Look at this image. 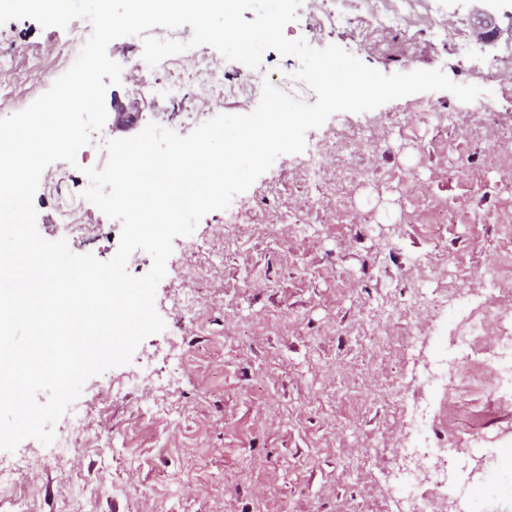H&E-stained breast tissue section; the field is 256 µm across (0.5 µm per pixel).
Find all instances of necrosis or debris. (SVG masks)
I'll return each mask as SVG.
<instances>
[{
    "mask_svg": "<svg viewBox=\"0 0 512 512\" xmlns=\"http://www.w3.org/2000/svg\"><path fill=\"white\" fill-rule=\"evenodd\" d=\"M310 15L325 14L336 26L359 25L372 20L379 29L406 25L407 29L430 30L448 44L467 49L464 31L419 11L420 0H302ZM491 304L471 311L450 336L454 358L439 360V370L430 383L444 382L445 399L437 415L415 407L411 414L420 427L418 437L402 445L401 455H425L431 450L427 437L433 423L470 432L490 412L512 409V311H501L495 299L512 302V283L490 276Z\"/></svg>",
    "mask_w": 512,
    "mask_h": 512,
    "instance_id": "necrosis-or-debris-1",
    "label": "necrosis or debris"
}]
</instances>
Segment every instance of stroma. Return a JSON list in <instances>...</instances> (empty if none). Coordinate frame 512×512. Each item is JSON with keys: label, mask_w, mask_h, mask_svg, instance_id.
I'll list each match as a JSON object with an SVG mask.
<instances>
[{"label": "stroma", "mask_w": 512, "mask_h": 512, "mask_svg": "<svg viewBox=\"0 0 512 512\" xmlns=\"http://www.w3.org/2000/svg\"><path fill=\"white\" fill-rule=\"evenodd\" d=\"M423 5L465 31L468 52L401 26L363 46L359 30L303 11L284 33L338 45L386 75L439 69L481 95L420 92L333 114L305 136L328 148L324 186L304 180L303 154L280 155L232 200L237 223L216 210L176 237L155 296L164 330L85 382L51 444L0 450V512H399L404 481L384 459L410 433L403 406L434 400L421 378L485 299L488 270L512 278V78L484 71L512 60V0H500L491 50L476 36L485 0ZM70 35L28 18L0 25V52L13 60L0 87L15 91L0 116L68 70L58 50ZM299 68L272 49L256 69L228 60L229 84L249 80L252 93L194 88L183 105L207 120L248 114L267 81L315 103ZM105 100L140 115L128 129L104 125L105 138L175 124L130 72ZM434 112L456 113V126L436 127ZM347 126L366 131L359 151L339 146ZM34 206L43 238L115 255L120 225L55 166ZM64 211L87 215L93 232L67 235ZM432 440L443 459L474 446L471 465L440 491L454 512H512V421L490 414L470 439L439 428Z\"/></svg>", "instance_id": "stroma-1"}]
</instances>
